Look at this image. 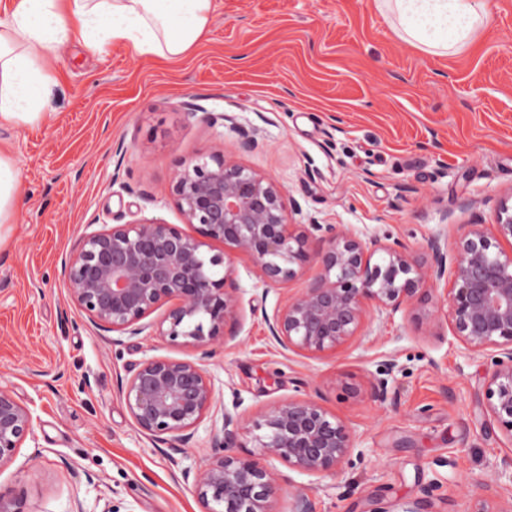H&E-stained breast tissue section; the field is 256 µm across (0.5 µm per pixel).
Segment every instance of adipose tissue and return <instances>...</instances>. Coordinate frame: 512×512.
<instances>
[{
  "instance_id": "obj_1",
  "label": "adipose tissue",
  "mask_w": 512,
  "mask_h": 512,
  "mask_svg": "<svg viewBox=\"0 0 512 512\" xmlns=\"http://www.w3.org/2000/svg\"><path fill=\"white\" fill-rule=\"evenodd\" d=\"M397 36L429 55L466 45L486 16L474 0H376ZM213 0H12L0 14V127L31 125L51 107L45 58L72 38L92 51L123 42L177 59L210 26Z\"/></svg>"
}]
</instances>
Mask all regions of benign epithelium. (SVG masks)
Wrapping results in <instances>:
<instances>
[{"mask_svg": "<svg viewBox=\"0 0 512 512\" xmlns=\"http://www.w3.org/2000/svg\"><path fill=\"white\" fill-rule=\"evenodd\" d=\"M171 192L186 233L161 218L93 231L64 262L68 299L96 327L121 336L151 329L144 319L168 305L156 333L170 343L204 350L236 336L240 288L220 242L249 257L264 284L287 281L314 260L319 273L265 317L270 335L291 352L318 354L361 338L367 316L391 318L432 297L447 306L458 352L482 357V414L489 430L512 442V191L492 224H462L454 251L441 230L428 239L430 262L386 235L361 238L337 224L288 223L284 191L268 175L222 156L185 160ZM373 401L391 399L387 381H369ZM138 429L158 441L189 443L215 413L214 384L196 360L149 357L121 386ZM209 457L181 475L204 512H275L274 496L289 469L334 476L349 461L354 433L312 398L282 400L253 424L224 409ZM33 433V417L0 384V468L13 463ZM251 436L260 459L234 449ZM0 512H31L24 491L0 490Z\"/></svg>", "mask_w": 512, "mask_h": 512, "instance_id": "benign-epithelium-1", "label": "benign epithelium"}]
</instances>
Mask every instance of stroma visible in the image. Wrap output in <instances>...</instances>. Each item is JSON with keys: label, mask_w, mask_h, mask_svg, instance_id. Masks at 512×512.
<instances>
[{"label": "stroma", "mask_w": 512, "mask_h": 512, "mask_svg": "<svg viewBox=\"0 0 512 512\" xmlns=\"http://www.w3.org/2000/svg\"><path fill=\"white\" fill-rule=\"evenodd\" d=\"M486 24L464 48L427 55L399 39L375 0H214L207 35L176 60L121 43L75 41L45 61L52 112L0 129L18 169L16 214L0 244V383L33 416V433L0 485L25 486L33 512H201L181 471L201 464L221 416L184 452L141 433L120 392L152 356L201 361L220 403L246 418L290 397L319 398L355 433L336 476L288 471L276 512L301 492L315 512H390L434 492L427 512H498L512 492L481 495L507 440L481 428L482 359L449 346L445 313L372 319L351 347L283 350L264 321L314 274L264 286L230 263L241 288L235 339L207 352L160 336L112 345L67 299L64 261L112 224L181 216L170 178L181 160L224 154L270 175L289 221L392 235L427 261L445 223L489 224L512 189V0H476ZM195 113H188L187 104ZM253 132L256 148L240 143ZM388 375L395 398L373 402Z\"/></svg>", "instance_id": "35a3bbf8"}]
</instances>
